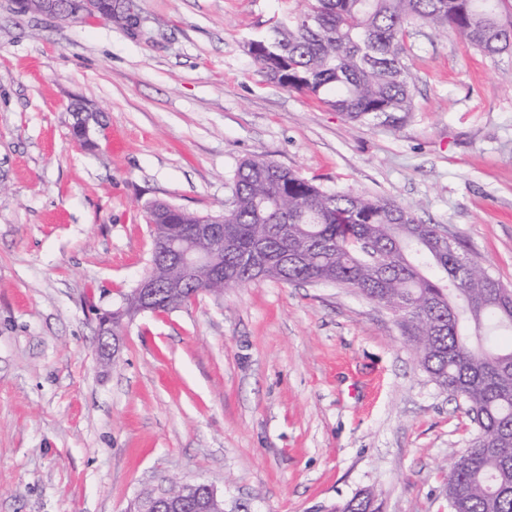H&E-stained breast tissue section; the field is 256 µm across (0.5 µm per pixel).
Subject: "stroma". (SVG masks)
<instances>
[{
	"instance_id": "35a3bbf8",
	"label": "stroma",
	"mask_w": 512,
	"mask_h": 512,
	"mask_svg": "<svg viewBox=\"0 0 512 512\" xmlns=\"http://www.w3.org/2000/svg\"><path fill=\"white\" fill-rule=\"evenodd\" d=\"M302 7L134 0L130 31L0 0V512H128L169 479L212 484L224 512H330L366 489L382 512H448L466 404L352 289L204 293L98 359V312L149 266L147 204L222 213L254 156L397 202L512 289V54L413 23L412 112L352 122L247 52Z\"/></svg>"
}]
</instances>
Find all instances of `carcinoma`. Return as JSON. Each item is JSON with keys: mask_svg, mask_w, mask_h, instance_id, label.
<instances>
[{"mask_svg": "<svg viewBox=\"0 0 512 512\" xmlns=\"http://www.w3.org/2000/svg\"><path fill=\"white\" fill-rule=\"evenodd\" d=\"M423 22L451 32L488 57L512 49V0H307L292 20L272 27L252 54L271 80L323 98L352 120L412 111L415 75L404 63L406 27ZM223 220L220 288L264 279L331 283L390 309L420 366L449 395L467 404L476 434L448 466L452 512H512V348L489 342L512 331V289L493 288L472 264L456 276L458 249L436 244L440 229L394 201L354 191H323L277 163L243 161L232 178ZM199 215L166 202L147 220L181 235ZM178 257L154 241L146 275L159 284ZM188 284L160 307L166 313L194 299ZM336 512H380L376 494L361 490Z\"/></svg>", "mask_w": 512, "mask_h": 512, "instance_id": "1", "label": "carcinoma"}]
</instances>
